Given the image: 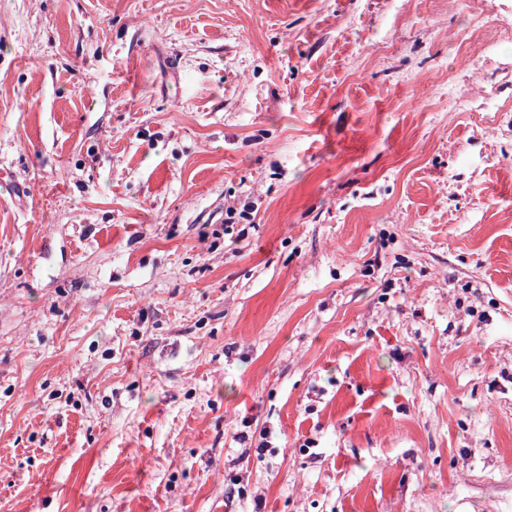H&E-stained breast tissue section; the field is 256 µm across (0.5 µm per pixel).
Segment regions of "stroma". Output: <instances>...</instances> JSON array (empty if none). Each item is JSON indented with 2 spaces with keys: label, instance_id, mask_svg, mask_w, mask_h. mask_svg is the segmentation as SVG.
I'll use <instances>...</instances> for the list:
<instances>
[{
  "label": "stroma",
  "instance_id": "35a3bbf8",
  "mask_svg": "<svg viewBox=\"0 0 512 512\" xmlns=\"http://www.w3.org/2000/svg\"><path fill=\"white\" fill-rule=\"evenodd\" d=\"M4 170L0 512H512V0H0Z\"/></svg>",
  "mask_w": 512,
  "mask_h": 512
}]
</instances>
